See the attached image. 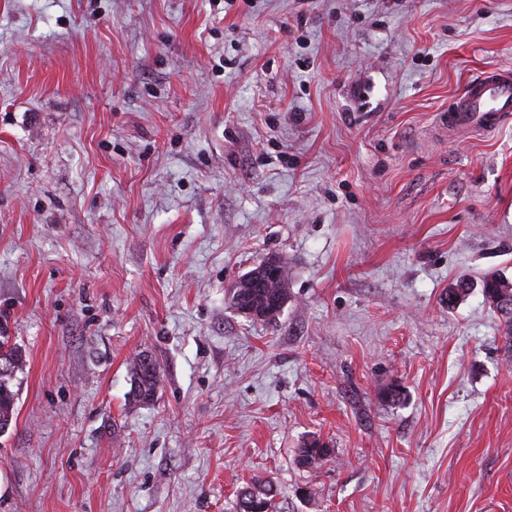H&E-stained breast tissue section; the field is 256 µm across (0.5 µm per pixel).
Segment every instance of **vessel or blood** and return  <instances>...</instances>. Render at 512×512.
Wrapping results in <instances>:
<instances>
[{
	"label": "vessel or blood",
	"mask_w": 512,
	"mask_h": 512,
	"mask_svg": "<svg viewBox=\"0 0 512 512\" xmlns=\"http://www.w3.org/2000/svg\"><path fill=\"white\" fill-rule=\"evenodd\" d=\"M512 116V67L484 71L470 79L444 118L452 131L490 132Z\"/></svg>",
	"instance_id": "obj_1"
}]
</instances>
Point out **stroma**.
Segmentation results:
<instances>
[{"mask_svg": "<svg viewBox=\"0 0 512 512\" xmlns=\"http://www.w3.org/2000/svg\"><path fill=\"white\" fill-rule=\"evenodd\" d=\"M505 65L512 0H0V512H512V122L441 123ZM261 265L262 263L251 269L239 282H236L233 286L231 301L237 310H241V303L249 305L256 315L245 314L253 318L269 323L276 322L287 297L286 266H284L285 275L279 278L283 271L279 268L281 261L275 256L270 257V261L266 263L268 276L272 279L279 278L271 281L264 279L260 270ZM486 301L500 314L505 327V347L512 351V284L500 275H488L482 282ZM5 331L0 327V366L1 363H8L11 371L6 374L0 371V432L5 431L14 419L17 401V391L13 390L14 380L24 365L22 352L10 344V336H4ZM131 394L134 401L147 403L153 400L160 384V367L147 354H137L129 362ZM330 456V448L320 439H310L298 448L297 463L304 468H316ZM274 495L275 490L270 484H268L264 489L247 484L237 492L234 511L270 512V508L272 507L271 502Z\"/></svg>", "mask_w": 512, "mask_h": 512, "instance_id": "1", "label": "stroma"}]
</instances>
